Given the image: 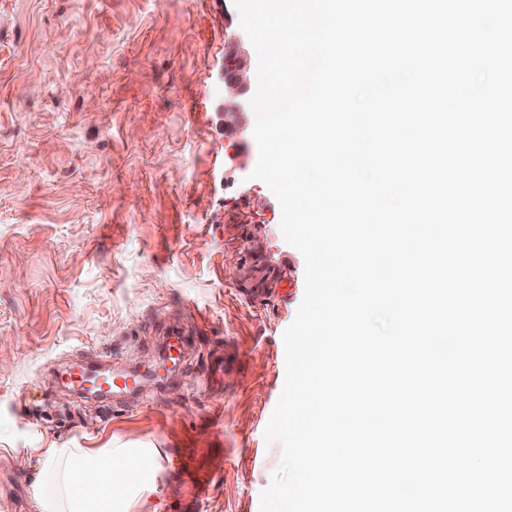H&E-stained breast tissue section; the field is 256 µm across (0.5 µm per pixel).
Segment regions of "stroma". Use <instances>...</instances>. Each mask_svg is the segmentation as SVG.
I'll use <instances>...</instances> for the list:
<instances>
[{
    "mask_svg": "<svg viewBox=\"0 0 512 512\" xmlns=\"http://www.w3.org/2000/svg\"><path fill=\"white\" fill-rule=\"evenodd\" d=\"M240 30L234 0H0V512H31L51 447L160 449L137 512H260L305 263L251 176L253 112L224 128ZM169 327L190 351L137 407L63 384L155 369Z\"/></svg>",
    "mask_w": 512,
    "mask_h": 512,
    "instance_id": "stroma-1",
    "label": "stroma"
}]
</instances>
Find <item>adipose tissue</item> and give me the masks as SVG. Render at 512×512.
<instances>
[{"label":"adipose tissue","instance_id":"1","mask_svg":"<svg viewBox=\"0 0 512 512\" xmlns=\"http://www.w3.org/2000/svg\"><path fill=\"white\" fill-rule=\"evenodd\" d=\"M31 484L35 512H133L138 494L154 491L151 448H38Z\"/></svg>","mask_w":512,"mask_h":512}]
</instances>
